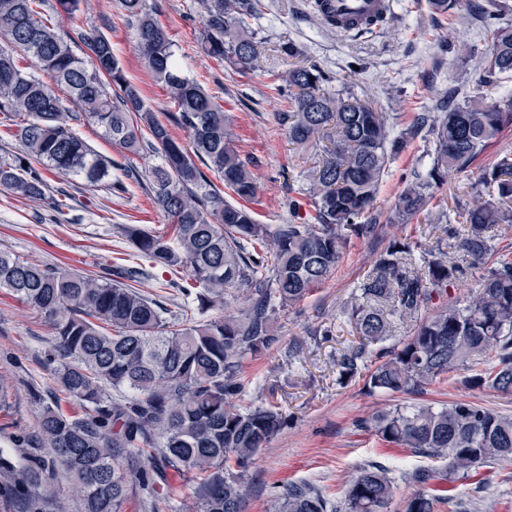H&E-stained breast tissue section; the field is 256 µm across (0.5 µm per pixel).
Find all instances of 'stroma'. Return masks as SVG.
Returning <instances> with one entry per match:
<instances>
[{"label": "stroma", "instance_id": "1", "mask_svg": "<svg viewBox=\"0 0 512 512\" xmlns=\"http://www.w3.org/2000/svg\"><path fill=\"white\" fill-rule=\"evenodd\" d=\"M155 3L182 67L223 106L240 155L253 162L258 191L250 208L262 224L303 221V214L289 212L287 201L306 188L309 171L325 149L321 140L302 146L288 138L281 120L286 104L277 85L289 62L330 72L332 89L348 88L370 100L399 131L409 128L417 114L432 111L451 87L467 93L480 89L492 100L512 97V78L494 86L480 84L489 50L482 17L495 11L501 24L512 25V0H461L451 15L432 12L426 0H393L390 20L367 35L329 29L311 9L310 0H260L259 12L248 24L260 32L265 46L256 69L244 74L202 52V19L195 0ZM62 23L107 35L128 78L158 119L166 120L174 105L140 58L134 32L116 0H83L80 11ZM288 41L299 50L296 59L279 52L280 44ZM506 153H512V128L470 167L436 189L431 208L447 211L448 223L428 224L419 218L403 224L393 212L395 198L404 178L427 170L433 154L426 134L408 139L380 185L373 210L376 234L351 239L324 284L280 312L273 325L277 345L243 360L236 406L274 405L288 416L287 425L241 475L249 489L247 512H266L271 493L288 484L313 485L330 502L340 503L350 481L372 464L388 469L394 482L390 512H404L407 500L419 489L413 472L439 468L443 462L380 440L364 426L371 414L452 402L512 414V392L475 386L465 371L442 375L407 392L371 394L363 376L340 378L336 364L341 352L359 342L345 309L393 240L408 237L447 253L462 270L448 295H467L484 268L472 265L459 250L454 231L474 197L496 200L494 189L478 193L474 185L482 168ZM48 182L71 194L63 213L53 211L47 202L18 199L0 189V249L54 266L97 272L123 260L131 266L141 263L121 237L120 225L140 224L164 235L171 231L167 218L138 185L115 197L103 190L90 194L75 178L52 174ZM53 336L41 314L0 290V381L12 391L10 413L0 412V451L10 453L18 464L23 456L16 442L35 435L44 407H70L46 363ZM451 495V500L435 502L434 512H512V461L479 465L473 477L456 481Z\"/></svg>", "mask_w": 512, "mask_h": 512}]
</instances>
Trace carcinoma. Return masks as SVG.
<instances>
[{
  "label": "carcinoma",
  "mask_w": 512,
  "mask_h": 512,
  "mask_svg": "<svg viewBox=\"0 0 512 512\" xmlns=\"http://www.w3.org/2000/svg\"><path fill=\"white\" fill-rule=\"evenodd\" d=\"M81 0H0V38L30 62L22 67L0 49V126L15 127L21 149L0 156V188L18 198L46 200L60 212L64 191L47 194V171L77 177L91 192L120 197L129 182L144 180L153 205L167 217L173 237L140 224L121 225V235L151 267L186 271L168 282L195 296L196 314L175 316L160 300L132 286L145 270L126 266L85 274L35 263L0 249V290L40 312L52 325L48 359L76 411L47 405L26 464L0 456V473L19 493L24 512H69L30 494L45 477L60 473L73 485L81 512H124L133 490L144 508L159 512L169 498L167 478L192 487L196 512H247L239 472L283 429L288 416L275 406L240 410L242 360L271 348L279 313L302 300L335 269L351 238H367L376 225L369 214L404 134H392L387 114L346 90L329 89L321 68L295 66L281 77L288 105L283 121L296 144L315 138L332 143L310 174L309 212L302 224H260L245 206L257 193L249 162L227 126L224 107L184 74L169 32L156 17L154 0H118L131 19L144 63L163 84L177 111L160 121L131 83L111 41L102 33L65 28L52 16H71ZM259 0H198L201 48L210 58L246 73L256 66L264 40L246 27ZM486 60L490 83L512 77V28L490 14ZM90 63H85V59ZM67 91L73 107L57 90ZM91 121L124 151V161L96 152L74 125ZM190 132L187 143L171 126ZM512 127V99L486 103L465 95L439 112H423L408 135L422 129L433 143V162L406 183L395 200L401 220L434 218L428 205L451 172L469 167L505 129ZM161 162L140 173L127 158L146 151ZM219 175L238 198L230 202L210 182ZM476 186L496 189L498 204L466 210L459 249L475 264L491 253L493 224L512 223V155L482 170ZM423 253V265L414 263ZM460 267L411 239L393 241L359 284L348 319L359 345L338 361L340 376L366 371L370 393L400 392L442 374L474 367L483 354L496 362L471 381L512 392V258L502 256L463 300L441 306ZM246 289L247 306L224 312L225 297ZM219 310L213 315L211 311ZM417 327L401 347L383 351L391 320ZM379 358L374 368L369 359ZM127 394L110 396L108 389ZM382 440L414 453L448 460V467L419 473L422 488L405 512H434L448 483L490 458L512 459V415L470 403L377 411L368 419ZM394 485L381 466L364 468L348 485L341 509L306 484L278 488L267 512H389Z\"/></svg>",
  "instance_id": "cac0c4a2"
}]
</instances>
